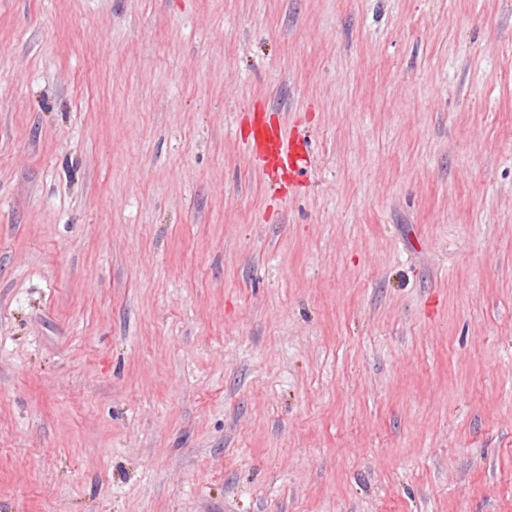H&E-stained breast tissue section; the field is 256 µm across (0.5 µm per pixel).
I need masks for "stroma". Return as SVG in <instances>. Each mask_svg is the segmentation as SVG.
I'll return each mask as SVG.
<instances>
[{"label": "stroma", "instance_id": "35a3bbf8", "mask_svg": "<svg viewBox=\"0 0 512 512\" xmlns=\"http://www.w3.org/2000/svg\"><path fill=\"white\" fill-rule=\"evenodd\" d=\"M0 512H512V0H0Z\"/></svg>", "mask_w": 512, "mask_h": 512}]
</instances>
